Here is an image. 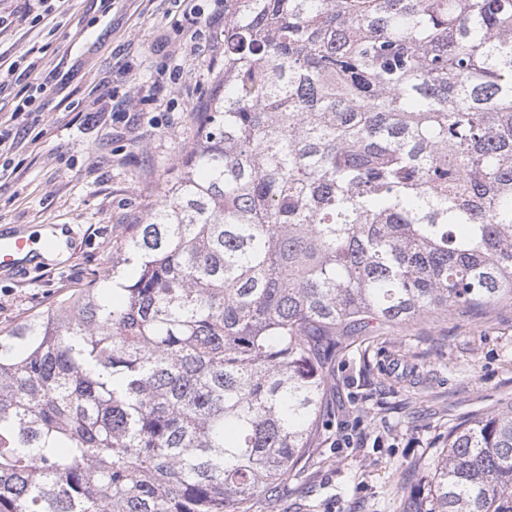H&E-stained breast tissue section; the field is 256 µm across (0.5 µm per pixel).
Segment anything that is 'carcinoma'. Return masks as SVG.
<instances>
[{
  "instance_id": "cac0c4a2",
  "label": "carcinoma",
  "mask_w": 512,
  "mask_h": 512,
  "mask_svg": "<svg viewBox=\"0 0 512 512\" xmlns=\"http://www.w3.org/2000/svg\"><path fill=\"white\" fill-rule=\"evenodd\" d=\"M198 143L103 278L0 330V512H250L371 323L512 300V0H224ZM413 512H512V410Z\"/></svg>"
}]
</instances>
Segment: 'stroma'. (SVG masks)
Returning a JSON list of instances; mask_svg holds the SVG:
<instances>
[{"instance_id":"35a3bbf8","label":"stroma","mask_w":512,"mask_h":512,"mask_svg":"<svg viewBox=\"0 0 512 512\" xmlns=\"http://www.w3.org/2000/svg\"><path fill=\"white\" fill-rule=\"evenodd\" d=\"M196 48L177 0H68L54 33L30 29L24 0L0 51L40 50L69 72L30 117L0 173V230L67 224L72 260L25 273L0 268V330L47 309L112 265V244L142 216L198 141L202 111L224 68V0H192ZM178 81H171L170 73ZM114 94L98 103L100 88ZM330 422L276 500L251 512H405L450 426L512 405V301L381 325L344 341L329 367Z\"/></svg>"}]
</instances>
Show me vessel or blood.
<instances>
[{"instance_id":"b4317fda","label":"vessel or blood","mask_w":512,"mask_h":512,"mask_svg":"<svg viewBox=\"0 0 512 512\" xmlns=\"http://www.w3.org/2000/svg\"><path fill=\"white\" fill-rule=\"evenodd\" d=\"M70 246L69 237L59 234L54 224L44 225L35 239L21 231L0 235V265L20 271L37 264L49 265L65 257Z\"/></svg>"}]
</instances>
